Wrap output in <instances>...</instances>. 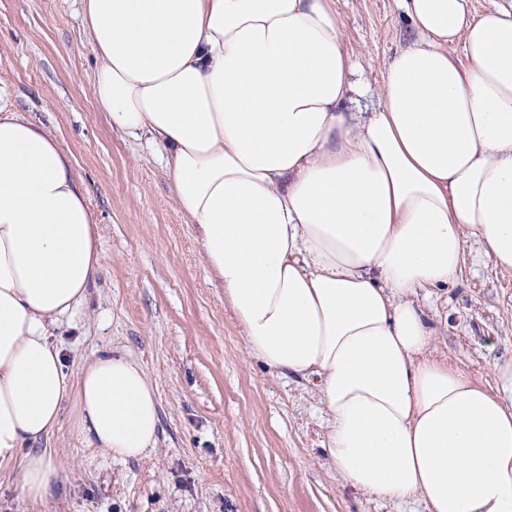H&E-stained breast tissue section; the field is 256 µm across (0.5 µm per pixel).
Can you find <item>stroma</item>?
<instances>
[{
  "instance_id": "stroma-1",
  "label": "stroma",
  "mask_w": 512,
  "mask_h": 512,
  "mask_svg": "<svg viewBox=\"0 0 512 512\" xmlns=\"http://www.w3.org/2000/svg\"><path fill=\"white\" fill-rule=\"evenodd\" d=\"M345 44L371 89L414 36L395 0H335ZM81 0H0V106L52 130L89 189L103 273L56 340L68 367L118 350L154 384L160 430L116 461L76 431L66 404L46 446L64 478L31 504L0 469V512H425L347 485L325 448L314 377H282L251 356L172 193L158 149L113 131L96 102ZM424 308L435 349L481 383L512 356V278L465 268Z\"/></svg>"
}]
</instances>
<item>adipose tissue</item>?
I'll return each mask as SVG.
<instances>
[{"label":"adipose tissue","mask_w":512,"mask_h":512,"mask_svg":"<svg viewBox=\"0 0 512 512\" xmlns=\"http://www.w3.org/2000/svg\"><path fill=\"white\" fill-rule=\"evenodd\" d=\"M416 34L362 111L333 0H82L94 96L149 135L245 334L318 376L351 487L426 512H512V357L485 385L434 351L421 294L512 275V0H398ZM89 191L43 124L0 107V468L43 501L64 405L117 459L155 447L156 389L53 339L103 271Z\"/></svg>","instance_id":"1"}]
</instances>
